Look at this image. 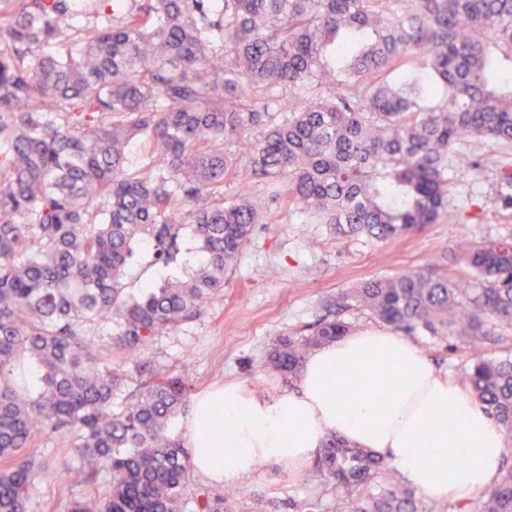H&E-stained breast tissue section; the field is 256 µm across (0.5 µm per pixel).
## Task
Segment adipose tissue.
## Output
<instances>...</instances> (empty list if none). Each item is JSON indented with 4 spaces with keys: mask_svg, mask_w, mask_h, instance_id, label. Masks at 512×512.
<instances>
[{
    "mask_svg": "<svg viewBox=\"0 0 512 512\" xmlns=\"http://www.w3.org/2000/svg\"><path fill=\"white\" fill-rule=\"evenodd\" d=\"M186 434L196 471L221 485L239 483L265 459L297 467L336 434L393 461L427 497L459 503L497 482L505 448L470 388L389 330L316 348L285 393L213 388L194 401ZM452 451L461 463H449Z\"/></svg>",
    "mask_w": 512,
    "mask_h": 512,
    "instance_id": "adipose-tissue-1",
    "label": "adipose tissue"
}]
</instances>
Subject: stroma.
<instances>
[{"label": "stroma", "mask_w": 512, "mask_h": 512, "mask_svg": "<svg viewBox=\"0 0 512 512\" xmlns=\"http://www.w3.org/2000/svg\"><path fill=\"white\" fill-rule=\"evenodd\" d=\"M448 213L406 237L377 242L316 224L300 211L281 213L273 224L257 225L236 263L224 273V293L194 321L157 336L144 357L158 370L184 375L192 395L227 381L270 395L290 385L271 376L266 357L279 336L299 331L326 314L342 291L377 277L424 272L452 258L459 242L512 239V207L501 195L503 170H512V145L462 138L452 162ZM31 453L49 475L37 480L29 512H68L82 487L59 485V474L74 470L69 449L45 436ZM313 461L297 471L275 460L260 461L240 486L252 493L240 512H259L269 501L297 507L316 501L320 512H336L331 483L313 474Z\"/></svg>", "instance_id": "stroma-1"}]
</instances>
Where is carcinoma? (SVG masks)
I'll list each match as a JSON object with an SVG mask.
<instances>
[{
  "label": "carcinoma",
  "instance_id": "cac0c4a2",
  "mask_svg": "<svg viewBox=\"0 0 512 512\" xmlns=\"http://www.w3.org/2000/svg\"><path fill=\"white\" fill-rule=\"evenodd\" d=\"M498 53L512 59V0H0V512H25L47 473L25 452L43 433L73 449L80 483L109 474L69 512H229L242 490L187 497L190 454L170 428L189 382L142 359L271 223L224 186L264 184L279 207L380 242L435 224L458 141L512 142ZM286 93L304 104L287 109ZM142 244L164 266L198 259L131 290ZM454 260L342 293L267 366L299 377L365 315L448 343L507 440L497 484L448 510L512 512V357L471 353L512 323V242H462ZM315 467L336 512H419L366 448L332 435Z\"/></svg>",
  "mask_w": 512,
  "mask_h": 512
}]
</instances>
